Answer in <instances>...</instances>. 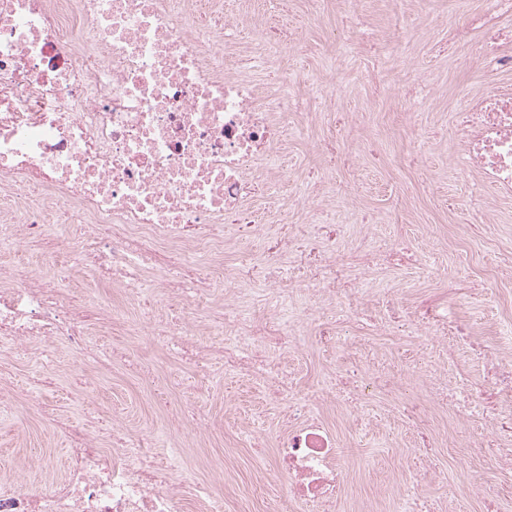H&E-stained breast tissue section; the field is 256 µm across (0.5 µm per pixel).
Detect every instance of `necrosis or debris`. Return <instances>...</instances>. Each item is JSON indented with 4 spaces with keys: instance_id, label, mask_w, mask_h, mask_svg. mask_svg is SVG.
<instances>
[{
    "instance_id": "4bbe7bcc",
    "label": "necrosis or debris",
    "mask_w": 512,
    "mask_h": 512,
    "mask_svg": "<svg viewBox=\"0 0 512 512\" xmlns=\"http://www.w3.org/2000/svg\"><path fill=\"white\" fill-rule=\"evenodd\" d=\"M221 0H0V254L32 242L63 254L41 275L0 263V374L35 359L30 393L34 409L67 444L64 473L28 480L19 462H0V512H212L219 486L212 478L184 490L175 462L161 461L150 434L127 429L120 416L98 417L97 428L60 420L48 402L56 390V351H73L79 364L122 365L150 385L154 406L167 417L178 452L194 450L185 438L188 416L173 393L187 386L180 374L160 375L136 364L132 346L88 350L97 323L125 319L131 335L155 336L171 356L200 377L215 368L272 377L260 348L276 340L292 347L281 316L244 331L249 314L224 319L225 340L213 348L203 299L211 282L201 276L200 247H224V227L261 238L262 217L247 203L258 173L273 169V154L288 135L293 85L277 95L231 76L224 31L202 25L221 12ZM512 0H491L480 18L481 57L512 72V50L493 40L499 16ZM458 147L467 170L498 192L512 193V92L487 91L458 113ZM62 214L79 224L71 239L47 219ZM83 270L116 288L120 303L71 294L72 273ZM162 278L147 284L146 274ZM356 310L365 294L350 283L333 246L316 252V266L301 284L280 283L275 300L305 287L313 297ZM195 318H188V311ZM400 327L412 335L438 331L470 336L446 301L408 312ZM289 426L278 438L275 467L288 479L289 499L314 512H334L347 479L341 441L289 390Z\"/></svg>"
}]
</instances>
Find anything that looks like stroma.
I'll return each mask as SVG.
<instances>
[{
    "label": "stroma",
    "instance_id": "35a3bbf8",
    "mask_svg": "<svg viewBox=\"0 0 512 512\" xmlns=\"http://www.w3.org/2000/svg\"><path fill=\"white\" fill-rule=\"evenodd\" d=\"M488 0H357L352 13L336 0H223L224 20L236 49V69L275 94L276 75L294 85L296 125L277 149L286 174L264 176L253 206L286 215L273 236L296 239L292 254L271 252L253 239L236 238L222 258L201 255L215 301L206 312L207 342H224V316L240 304L225 300L232 272L246 268L253 286L309 260L302 238L312 211L302 198L322 188L329 220L346 227L336 250L353 276L365 281L370 301L351 318L315 306L307 292L293 305L299 349L283 354L274 344L262 353L284 364L296 397L335 394L337 407L321 408L325 424L344 443L352 466L335 512L366 503L395 512L393 477L418 472L424 512H512V466L473 455L471 443L489 435L492 422L447 406L458 383L481 388L494 406L491 373L500 338L512 325V194L497 193L465 173L457 148L456 114L469 94L511 88L512 74L480 67L481 32L470 22ZM321 82L334 94L327 110L309 91ZM449 296L458 315L473 324L474 348L447 339L404 336L380 317L393 298L418 304ZM349 322L348 361L358 377L332 384L339 363L333 349L316 343L318 324ZM59 417L84 423L114 410L129 425L166 447L162 418L148 406L143 384L122 369L93 375L62 357L56 374ZM182 400L194 413L221 425L208 450L224 457L221 512H262L269 497L285 495L287 481L273 468L276 440L288 427L284 409L265 383L239 374L198 380ZM431 406L427 425L409 424L404 404ZM41 449L63 466L61 439L26 407L0 425V459Z\"/></svg>",
    "mask_w": 512,
    "mask_h": 512
}]
</instances>
